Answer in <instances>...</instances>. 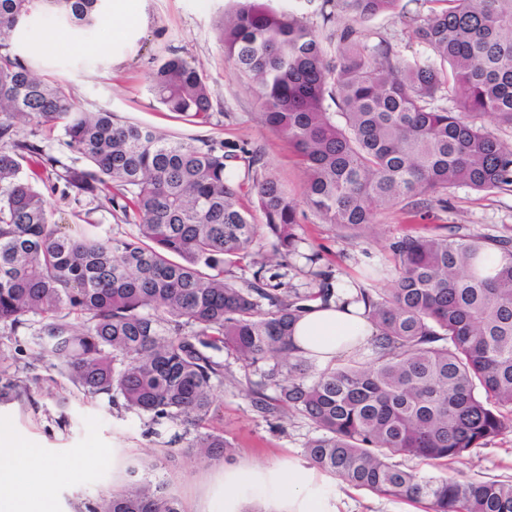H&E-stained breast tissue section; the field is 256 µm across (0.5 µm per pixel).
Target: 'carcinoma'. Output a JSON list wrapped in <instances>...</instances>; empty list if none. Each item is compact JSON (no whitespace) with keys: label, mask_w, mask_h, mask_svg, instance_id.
I'll return each mask as SVG.
<instances>
[{"label":"carcinoma","mask_w":512,"mask_h":512,"mask_svg":"<svg viewBox=\"0 0 512 512\" xmlns=\"http://www.w3.org/2000/svg\"><path fill=\"white\" fill-rule=\"evenodd\" d=\"M234 2L219 22L225 59L252 84L261 121L295 148L306 207L344 237L407 199L445 207L457 186H512V144L486 125L512 126V0H447L416 26L428 55L413 63L355 27L404 0H323V24L351 19L334 30L330 59L303 18ZM40 15L86 32L104 21V0H0V336H31L26 360L0 350V399L31 397L42 366L86 398L184 427L179 440L199 459H227L234 448L210 424L226 352L259 372L246 397L264 419L292 413L314 425L305 454L317 469L427 512H512L511 481L427 477L396 462L459 459L512 427V238L441 224L393 240L391 287L350 289L377 330L374 359L356 349L319 367L299 354L295 325L334 295L330 273L309 270L305 293L233 273L265 241L283 266L299 253L301 214L261 173L260 152L84 111L19 52ZM149 91L186 123L211 124L210 82L183 56L157 66ZM450 91L457 112L444 103ZM19 115L60 129L73 162L46 152L35 131L18 136ZM47 185L98 200L136 233L53 222ZM157 466L132 459L123 485L87 512H183L147 480Z\"/></svg>","instance_id":"cac0c4a2"}]
</instances>
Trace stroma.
I'll use <instances>...</instances> for the list:
<instances>
[{"label": "stroma", "mask_w": 512, "mask_h": 512, "mask_svg": "<svg viewBox=\"0 0 512 512\" xmlns=\"http://www.w3.org/2000/svg\"><path fill=\"white\" fill-rule=\"evenodd\" d=\"M229 0H126L123 15L106 18L88 35L75 33L55 18L39 17L25 28L23 51L41 75L61 79L74 101L90 112L106 111L123 122L153 127L186 139L217 136L259 150L264 174L283 183L294 199H301L307 179L293 158L286 138L260 123V105L251 86L224 57L218 21ZM440 0H409L405 12L384 14L366 22L375 37L386 40L399 58L424 59L426 50L414 36L420 20L440 11ZM63 36L51 54L36 52L44 32ZM178 52L208 74L219 104L213 123L198 127L162 111L147 89L148 77L171 52ZM47 201L57 223L80 226L98 235L122 236L130 225L118 222L107 209L90 199L73 201L48 194ZM377 232H365L349 241L332 225L306 214L296 228L301 239L299 253L279 270L271 258V247L262 253L268 263L264 276L281 274L285 287L306 289L310 279L309 256H317L322 269L331 272L333 283L364 285V273L379 269L375 288L389 287L393 256L388 244L406 234L434 232L436 225H461L467 232L512 236V189L492 194L458 186L448 194L447 207L432 206L416 212L407 203L380 211L373 217ZM235 384H224L215 392L213 424L234 447L229 460L201 462L181 454L164 462L168 442L179 434L176 426L152 429L148 417L119 410L107 398L76 395L67 412L56 405L57 388L43 382L32 400L0 401V428L17 440L57 460L61 477L51 488L58 512H85L88 503L125 479L130 459L161 460L153 474L181 502L184 512H201L213 495L223 493L224 475L255 465L305 468L308 439L316 431L298 415H290L282 427H272L254 412L243 391L256 379L254 369L232 362ZM96 453V462L83 465L84 454ZM405 467L428 476L460 481L512 480V431L470 456L445 464L405 460ZM340 512H426L424 504L385 497L344 482H337Z\"/></svg>", "instance_id": "obj_1"}]
</instances>
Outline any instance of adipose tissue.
<instances>
[{"instance_id": "adipose-tissue-1", "label": "adipose tissue", "mask_w": 512, "mask_h": 512, "mask_svg": "<svg viewBox=\"0 0 512 512\" xmlns=\"http://www.w3.org/2000/svg\"><path fill=\"white\" fill-rule=\"evenodd\" d=\"M372 334V325L355 307L339 301L326 307L316 303L298 321L294 343L304 356L327 363L367 345ZM56 476L53 462L0 429V512H56L48 493ZM227 488V496L209 500L206 512H230L234 496L240 494L285 500L290 512H337L325 479L311 469L285 474L273 468L238 471L229 475Z\"/></svg>"}]
</instances>
